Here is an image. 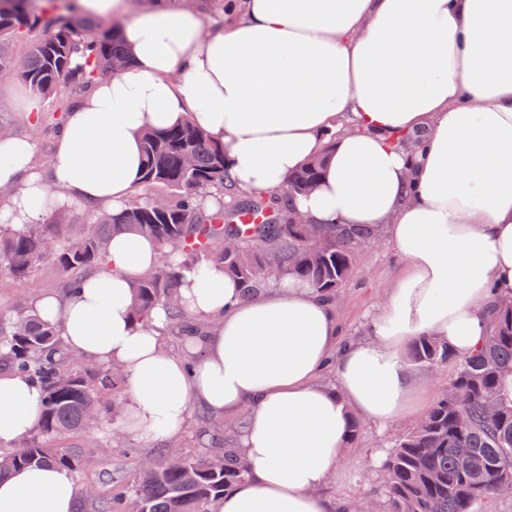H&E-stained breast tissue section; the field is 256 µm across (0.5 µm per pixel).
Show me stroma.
<instances>
[{"label":"stroma","mask_w":512,"mask_h":512,"mask_svg":"<svg viewBox=\"0 0 512 512\" xmlns=\"http://www.w3.org/2000/svg\"><path fill=\"white\" fill-rule=\"evenodd\" d=\"M30 96L31 93L24 84L11 82L0 85V97L8 98L14 105L13 111L0 114V122L8 125L16 137L30 141L38 162L43 164L51 155L55 139L46 134L43 128L37 127L33 118L24 112L23 107ZM404 271L403 263L391 255L386 243H379L375 248L359 255L348 285L340 289L334 304L343 340L362 337L365 323L375 306L388 297L395 281ZM59 289L57 273L47 261L37 266L30 280L25 283L14 282L0 274V312L13 311L23 300ZM415 373L420 390L419 403L415 410L382 428L361 422L355 441L346 446L340 469L325 488L327 494L346 502H359L360 512H373L365 500L370 489L381 480L375 464L377 455L384 451L394 435L411 428L428 411L438 391L448 383V373L444 370L431 372L419 367ZM166 449L167 446L163 443H148L124 436L112 447L110 454L96 456L89 466L73 472L72 477L80 486L104 481L117 464L157 458Z\"/></svg>","instance_id":"35a3bbf8"}]
</instances>
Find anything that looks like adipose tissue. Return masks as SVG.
I'll return each instance as SVG.
<instances>
[{
	"instance_id": "ef3b65f1",
	"label": "adipose tissue",
	"mask_w": 512,
	"mask_h": 512,
	"mask_svg": "<svg viewBox=\"0 0 512 512\" xmlns=\"http://www.w3.org/2000/svg\"><path fill=\"white\" fill-rule=\"evenodd\" d=\"M123 17L129 67L70 113L48 169L28 142L0 141V222L37 224L45 200L120 213L142 177V135L190 120L224 148L235 192L263 195L321 159L294 205L311 224L381 232L405 273L342 343L333 306L293 279L246 301L221 265L184 271L179 293L216 320L195 369L165 350L168 314L134 317L131 288L158 262L154 240L113 233L106 271L37 299L67 348L126 373L122 425L145 441L178 435L193 406L246 410L233 451L244 482L214 512H338L321 494L354 415L377 425L410 412L406 348L420 336L457 356L483 340L493 300L512 298V0H236L205 27L181 0H85ZM419 133L417 153L400 140ZM28 377L0 373V451L35 428ZM69 472L34 465L0 480V512H75Z\"/></svg>"
}]
</instances>
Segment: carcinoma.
I'll return each instance as SVG.
<instances>
[{"label":"carcinoma","mask_w":512,"mask_h":512,"mask_svg":"<svg viewBox=\"0 0 512 512\" xmlns=\"http://www.w3.org/2000/svg\"><path fill=\"white\" fill-rule=\"evenodd\" d=\"M36 2L0 0V74L24 82L38 98L56 99L59 117L36 119L55 130L83 95L117 72L115 65H128L129 55L116 25L103 28L86 20L75 0H54L50 16ZM35 26L43 27L42 38L26 56L14 57L10 45ZM143 169V187L160 194L134 201L118 217L99 213L78 238L65 224H1L0 271L24 283L48 260L68 290L107 269L115 229L151 238L161 260L132 286L133 313L146 320L155 307H165L171 334L188 349L201 323L178 296L184 269L201 261L223 265L245 300L269 279L289 277L333 301L359 254L381 241L378 234H355L337 224L303 223L292 201L319 181L317 161L273 195L232 192L230 206L207 210L201 194L227 191L224 147L186 122L145 132ZM246 215L253 223H235ZM407 356L430 371H453L427 413L391 439L382 466L385 481L373 496L383 512H492L491 504L502 497L500 484L512 480V403L500 394L501 375L512 368V301L494 305L488 336L470 356H454L433 336L413 340ZM0 368L27 375L44 393L35 431L0 454V477L35 464L68 472L85 467L90 449L105 443L101 430L121 415L123 370L68 351L58 325L41 318L32 300L0 316ZM204 432L212 451H172L156 463L141 461L119 491L105 494L88 486L81 501L95 504L96 512H212L245 479L247 466L228 446L223 416L206 415ZM66 433L81 440L50 447Z\"/></svg>","instance_id":"1"}]
</instances>
